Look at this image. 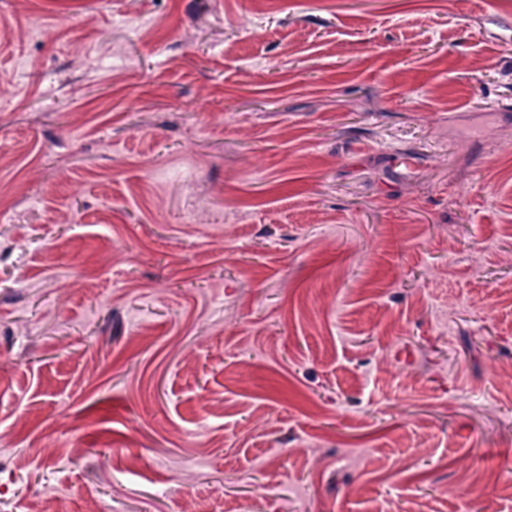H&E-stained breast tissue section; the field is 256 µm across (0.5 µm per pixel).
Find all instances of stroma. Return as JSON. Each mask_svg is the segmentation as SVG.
Masks as SVG:
<instances>
[{
    "label": "stroma",
    "mask_w": 512,
    "mask_h": 512,
    "mask_svg": "<svg viewBox=\"0 0 512 512\" xmlns=\"http://www.w3.org/2000/svg\"><path fill=\"white\" fill-rule=\"evenodd\" d=\"M46 485L512 512V0H0V512Z\"/></svg>",
    "instance_id": "stroma-1"
}]
</instances>
